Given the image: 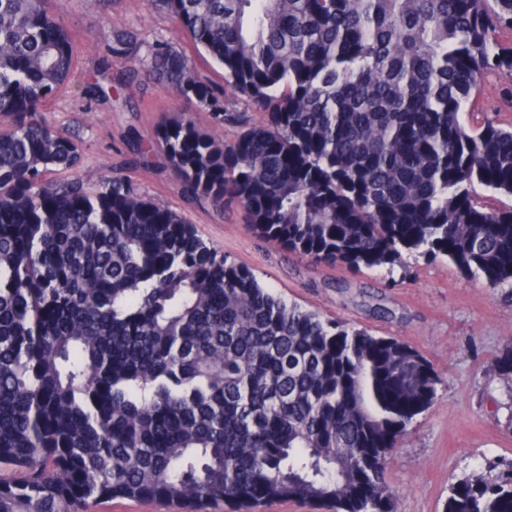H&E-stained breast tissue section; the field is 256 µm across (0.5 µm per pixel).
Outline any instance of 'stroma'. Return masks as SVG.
I'll return each instance as SVG.
<instances>
[{"label": "stroma", "mask_w": 512, "mask_h": 512, "mask_svg": "<svg viewBox=\"0 0 512 512\" xmlns=\"http://www.w3.org/2000/svg\"><path fill=\"white\" fill-rule=\"evenodd\" d=\"M61 9L78 58L69 84L43 115L80 138L83 156L76 172H56L55 180L74 176L94 189L112 174L125 175L142 196L184 214L210 247L250 269L275 295L346 326L397 337L426 357L440 378L438 396L388 461L397 512H443L453 483L486 460L512 459V377L498 368L512 341V284L488 287L443 257L408 255L391 272L317 265L252 231L237 207L219 210L203 198L186 200L154 141L160 116L190 112L202 130L226 141L236 138L240 125H214L207 112L151 85L126 89L129 112L90 102L85 88L97 78L117 30L136 32L149 44L170 43L219 90L222 69L204 60L155 0H112L105 8L95 0H64ZM488 119L512 121V75L485 76L478 97L460 115L467 125Z\"/></svg>", "instance_id": "stroma-1"}]
</instances>
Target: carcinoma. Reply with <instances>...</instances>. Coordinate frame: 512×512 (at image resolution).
Here are the masks:
<instances>
[{
  "label": "carcinoma",
  "instance_id": "cac0c4a2",
  "mask_svg": "<svg viewBox=\"0 0 512 512\" xmlns=\"http://www.w3.org/2000/svg\"><path fill=\"white\" fill-rule=\"evenodd\" d=\"M267 119L225 142L181 114L156 136L181 194L359 271L446 257L512 282V124L461 123L512 74V0H157ZM61 0H0V512L163 499L194 512L300 500L397 512L386 467L437 398L430 362L272 294L115 173L50 174L81 142L41 112L70 80ZM113 35L104 71L241 122L169 44ZM445 512H512V460L453 483Z\"/></svg>",
  "mask_w": 512,
  "mask_h": 512
}]
</instances>
